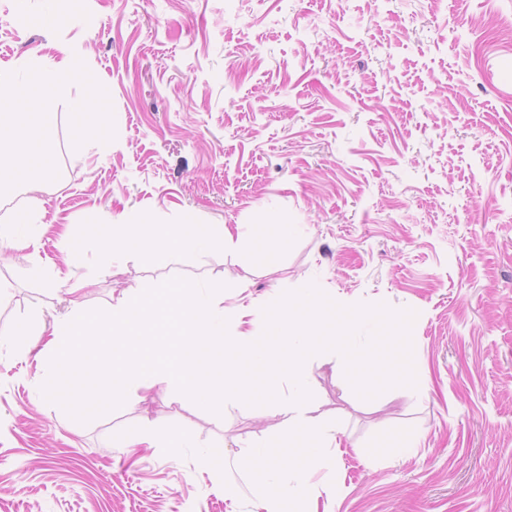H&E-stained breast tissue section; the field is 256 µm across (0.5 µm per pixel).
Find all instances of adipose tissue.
<instances>
[{"mask_svg":"<svg viewBox=\"0 0 512 512\" xmlns=\"http://www.w3.org/2000/svg\"><path fill=\"white\" fill-rule=\"evenodd\" d=\"M79 68L45 72L36 60H24L13 68L0 67V111H19L26 92L79 75ZM55 117L50 112L28 113L23 123L0 124V178L27 180L33 169L50 172L49 144L54 138ZM230 234L225 228L201 224H155L145 219L119 218L107 225L102 236V258L135 251L153 250L158 245L203 252L223 248Z\"/></svg>","mask_w":512,"mask_h":512,"instance_id":"obj_1","label":"adipose tissue"}]
</instances>
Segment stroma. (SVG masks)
Segmentation results:
<instances>
[{
  "instance_id": "stroma-1",
  "label": "stroma",
  "mask_w": 512,
  "mask_h": 512,
  "mask_svg": "<svg viewBox=\"0 0 512 512\" xmlns=\"http://www.w3.org/2000/svg\"><path fill=\"white\" fill-rule=\"evenodd\" d=\"M16 3L0 0V67L75 62L83 78L27 106L56 116L54 173L0 189V218L41 217L37 255H0V330L36 307L63 317V277L90 310L173 277L219 283L238 335L311 283L414 310L416 388L367 401L337 353L309 358L306 415L339 434L308 512H512V0H81L48 28ZM89 90L110 120L80 132ZM120 214L232 240L105 267ZM41 375L35 350L0 348V512H266L239 456L280 435V406L200 413L159 384L83 424ZM149 424L196 445L125 447Z\"/></svg>"
}]
</instances>
